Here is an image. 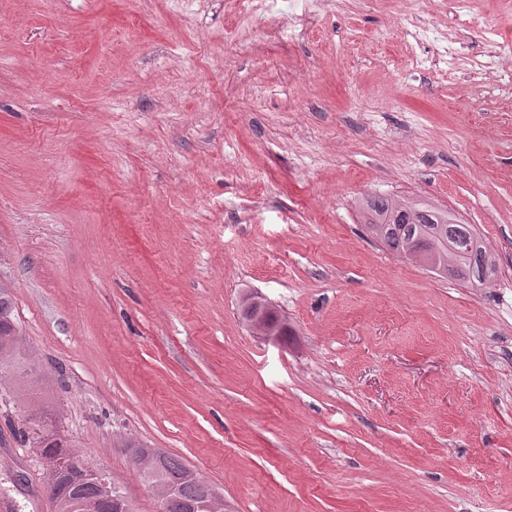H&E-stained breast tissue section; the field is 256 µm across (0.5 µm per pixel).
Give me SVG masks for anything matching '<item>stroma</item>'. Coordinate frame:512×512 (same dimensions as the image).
I'll return each mask as SVG.
<instances>
[{"instance_id":"obj_1","label":"stroma","mask_w":512,"mask_h":512,"mask_svg":"<svg viewBox=\"0 0 512 512\" xmlns=\"http://www.w3.org/2000/svg\"><path fill=\"white\" fill-rule=\"evenodd\" d=\"M0 0V508L38 448L161 512L125 445L224 512H512V0ZM368 196L473 225L471 287L366 231ZM271 303L282 333L243 314ZM20 327L14 317V302L11 295L0 289V365L12 363L23 366L25 370L34 371L25 358L19 346Z\"/></svg>"}]
</instances>
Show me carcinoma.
<instances>
[{
    "label": "carcinoma",
    "instance_id": "1",
    "mask_svg": "<svg viewBox=\"0 0 512 512\" xmlns=\"http://www.w3.org/2000/svg\"><path fill=\"white\" fill-rule=\"evenodd\" d=\"M363 221L368 233L384 247L398 254L409 256L416 251L421 260L440 275L450 276L458 281L478 287L494 278L496 263L485 250L471 224H461L456 217L444 210L424 206L386 196H373L362 200ZM20 327L14 317V302L11 295L0 289V365L12 363L30 371L35 368L24 361L19 346ZM33 433H25L41 448V454L57 457L74 465L80 473L95 472L87 460L64 449L54 433L34 420ZM190 469L179 459L161 455L149 478L142 475L144 482H157L175 488L172 497L164 506V512H187L189 504L198 501L208 483L200 477L188 476ZM87 501L97 512H113L112 503L106 499L103 485L95 478H87L71 487L68 477L61 478L57 485L56 512H67L68 500L72 494Z\"/></svg>",
    "mask_w": 512,
    "mask_h": 512
}]
</instances>
